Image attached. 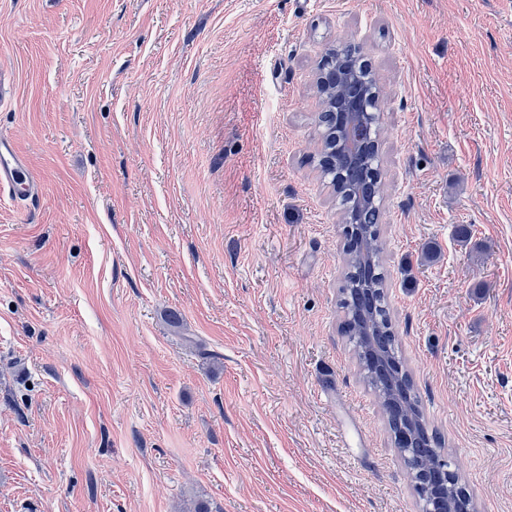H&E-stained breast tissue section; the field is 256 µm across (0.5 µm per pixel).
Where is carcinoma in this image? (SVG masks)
Returning <instances> with one entry per match:
<instances>
[{"mask_svg":"<svg viewBox=\"0 0 512 512\" xmlns=\"http://www.w3.org/2000/svg\"><path fill=\"white\" fill-rule=\"evenodd\" d=\"M333 65L338 108L344 97H358L361 89L368 90L376 83L368 60L354 43L336 45ZM339 122L337 111L319 113L324 149L317 166L331 184L339 207L344 209L343 219L353 229L344 247L348 268L341 288L344 329L358 360L365 361L367 382L382 398L391 432L411 431V442L403 452L410 469L423 480L434 475L433 466L442 458L441 438L429 429L412 378L402 368L388 308L382 271L384 245L378 230L385 186L377 144L380 129L360 135L359 157L351 163L345 160ZM441 494L447 512H468L471 497L459 479L448 482Z\"/></svg>","mask_w":512,"mask_h":512,"instance_id":"obj_1","label":"carcinoma"}]
</instances>
